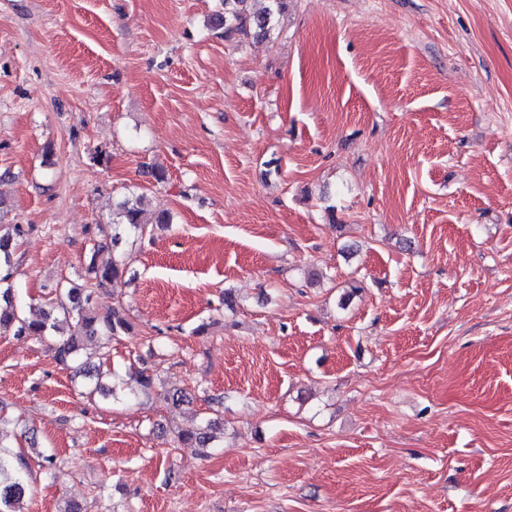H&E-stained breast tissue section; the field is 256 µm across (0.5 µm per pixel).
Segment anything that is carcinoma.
<instances>
[{
    "label": "carcinoma",
    "mask_w": 512,
    "mask_h": 512,
    "mask_svg": "<svg viewBox=\"0 0 512 512\" xmlns=\"http://www.w3.org/2000/svg\"><path fill=\"white\" fill-rule=\"evenodd\" d=\"M288 6L287 0H269L261 12L253 11L251 0H224V38L247 37L255 31L272 39L275 34V17ZM143 197L126 199L116 205L112 219V245H117L124 234L137 237L149 235L153 226L144 222ZM23 233L18 225L4 227L0 233V331L14 329L16 336H31L37 340L56 338L54 359L85 380L88 395L95 393L103 397L116 396L113 376L103 372L97 365L81 354L82 342L86 337L100 336L110 341L128 334L131 324L122 308H112L104 316L92 313L89 307L94 289L107 286L122 277L126 263L112 261L99 265L90 258L87 267L90 288L58 285L47 299L50 307L46 318L29 319L23 308L13 304V247L14 237ZM137 389L149 395L158 391L160 378L155 371L142 370L135 377ZM220 427L217 420L205 419L195 428L177 431V439L183 444H195L205 448L212 439V432ZM28 461L5 441L0 429V512H24L22 503L29 494Z\"/></svg>",
    "instance_id": "cac0c4a2"
}]
</instances>
